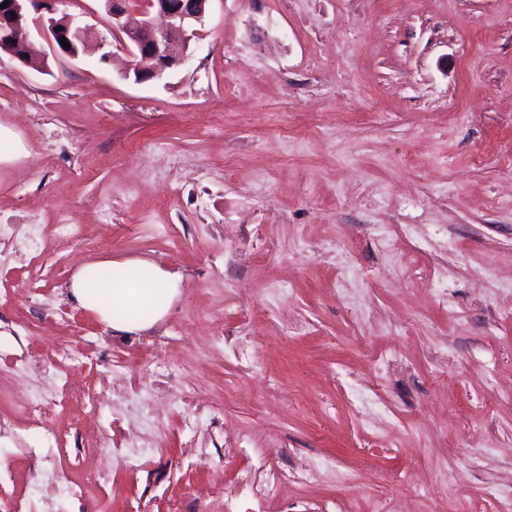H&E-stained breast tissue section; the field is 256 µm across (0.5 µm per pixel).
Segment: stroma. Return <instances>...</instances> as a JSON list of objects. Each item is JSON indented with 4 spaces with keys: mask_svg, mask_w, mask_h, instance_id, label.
<instances>
[{
    "mask_svg": "<svg viewBox=\"0 0 512 512\" xmlns=\"http://www.w3.org/2000/svg\"><path fill=\"white\" fill-rule=\"evenodd\" d=\"M59 9L112 61L92 49L41 74L0 53V512L46 495L59 512H194L196 488L213 512H433L444 472V512H496L512 493V0H211L190 60L155 82L128 74L102 0ZM135 257L180 293L118 334L68 285ZM79 332L125 388L56 358ZM150 345L170 375H141ZM65 375L129 456L69 427ZM31 395L54 439L30 437ZM79 446L108 479L80 504L59 491Z\"/></svg>",
    "mask_w": 512,
    "mask_h": 512,
    "instance_id": "35a3bbf8",
    "label": "stroma"
}]
</instances>
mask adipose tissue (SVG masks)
<instances>
[{
  "label": "adipose tissue",
  "instance_id": "adipose-tissue-1",
  "mask_svg": "<svg viewBox=\"0 0 512 512\" xmlns=\"http://www.w3.org/2000/svg\"><path fill=\"white\" fill-rule=\"evenodd\" d=\"M179 290V280L143 258L99 260L80 266L70 293L87 302L92 293L102 298L95 312L112 330L131 333L157 325Z\"/></svg>",
  "mask_w": 512,
  "mask_h": 512
}]
</instances>
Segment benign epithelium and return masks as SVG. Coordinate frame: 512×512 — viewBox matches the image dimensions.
Masks as SVG:
<instances>
[{
    "instance_id": "7a95c632",
    "label": "benign epithelium",
    "mask_w": 512,
    "mask_h": 512,
    "mask_svg": "<svg viewBox=\"0 0 512 512\" xmlns=\"http://www.w3.org/2000/svg\"><path fill=\"white\" fill-rule=\"evenodd\" d=\"M0 8V49L26 66L31 63L17 54L34 46L36 39L45 41L51 52L42 53V63L35 70H50V56L58 55L61 38L71 49L67 57L76 59L87 45L91 28L76 15L57 19V0H4ZM112 18V31L124 35L126 49L135 60H149L152 67H132L136 81L160 79L167 70L185 64L190 59L189 33L204 22L210 0H147V11H155L165 20L161 28L147 19L137 20L128 11L126 0H103Z\"/></svg>"
}]
</instances>
